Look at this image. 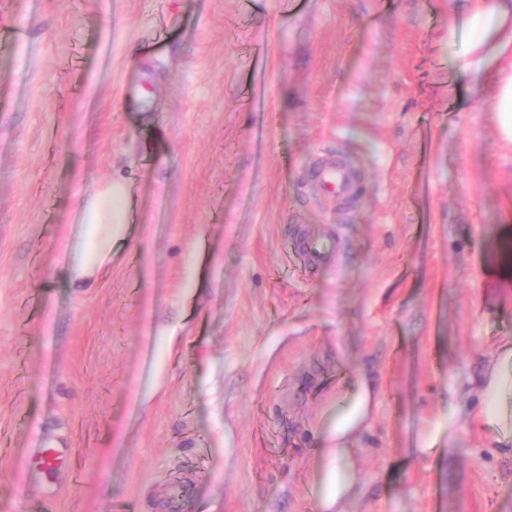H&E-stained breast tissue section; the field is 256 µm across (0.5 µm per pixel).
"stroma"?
I'll return each instance as SVG.
<instances>
[{
  "label": "stroma",
  "mask_w": 512,
  "mask_h": 512,
  "mask_svg": "<svg viewBox=\"0 0 512 512\" xmlns=\"http://www.w3.org/2000/svg\"><path fill=\"white\" fill-rule=\"evenodd\" d=\"M458 8L0 0V512H317L314 433L361 373L346 512H512L474 394L512 336V141ZM336 158L353 199L313 178ZM115 176L129 243L72 288ZM331 231L305 271L293 239ZM129 186L113 177L80 204V219L69 239L70 281L75 288H93L98 275L112 264L113 249L127 242L126 207ZM342 240L339 233L304 235L296 239L295 247L309 269H318L332 260L339 261Z\"/></svg>",
  "instance_id": "stroma-1"
}]
</instances>
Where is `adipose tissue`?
<instances>
[{
  "label": "adipose tissue",
  "mask_w": 512,
  "mask_h": 512,
  "mask_svg": "<svg viewBox=\"0 0 512 512\" xmlns=\"http://www.w3.org/2000/svg\"><path fill=\"white\" fill-rule=\"evenodd\" d=\"M463 23L474 34L471 60L460 67L475 87H500V110L512 128V70L502 62L512 59V0H465ZM129 186L115 177L86 196L80 219L69 239L70 281L77 288L94 287L100 272L112 263L116 245L126 243L130 215L126 207ZM481 409L477 422L492 435L497 447L512 451V339L499 344L492 365L475 390ZM376 396L367 380H359L345 404L337 406L318 433L316 476L312 495L318 512H345L344 505L361 481L350 444L367 426Z\"/></svg>",
  "instance_id": "1"
}]
</instances>
